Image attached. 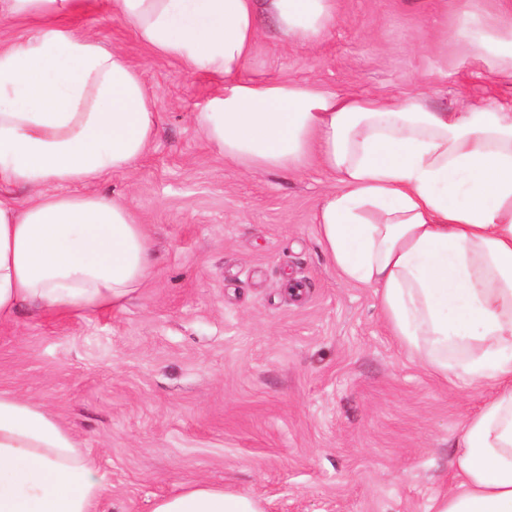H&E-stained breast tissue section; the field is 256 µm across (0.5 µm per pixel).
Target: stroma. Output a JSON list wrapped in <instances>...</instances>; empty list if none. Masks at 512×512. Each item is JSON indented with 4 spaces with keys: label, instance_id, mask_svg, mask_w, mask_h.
Returning <instances> with one entry per match:
<instances>
[{
    "label": "stroma",
    "instance_id": "35a3bbf8",
    "mask_svg": "<svg viewBox=\"0 0 512 512\" xmlns=\"http://www.w3.org/2000/svg\"><path fill=\"white\" fill-rule=\"evenodd\" d=\"M459 0H340L312 49L261 18L244 75L440 108L488 102L457 41ZM76 30L126 53L155 97L145 155L88 190L128 201L155 264L123 309L0 325V391L59 415L107 475L100 512H152L203 482L265 512H428L484 389L424 370L390 336L371 289L317 243L318 168L247 173L195 116L223 79L153 57L104 0Z\"/></svg>",
    "mask_w": 512,
    "mask_h": 512
}]
</instances>
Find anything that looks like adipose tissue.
<instances>
[{"instance_id": "1", "label": "adipose tissue", "mask_w": 512, "mask_h": 512, "mask_svg": "<svg viewBox=\"0 0 512 512\" xmlns=\"http://www.w3.org/2000/svg\"><path fill=\"white\" fill-rule=\"evenodd\" d=\"M459 9L490 81L512 93V0ZM91 0H0L41 19L0 41V323L24 307L63 317L118 309L149 277L151 240L132 207L87 192L148 150L158 114L119 50L69 20ZM153 55L223 77L197 120L229 163L317 165L336 182L318 242L345 282L373 289L392 336L430 372L488 394L455 441L453 481L428 512H512V105L453 111L403 99L245 77L269 16L295 47L320 44L337 0H108ZM96 458L41 403L0 392V512H98ZM153 512H264L198 483Z\"/></svg>"}]
</instances>
